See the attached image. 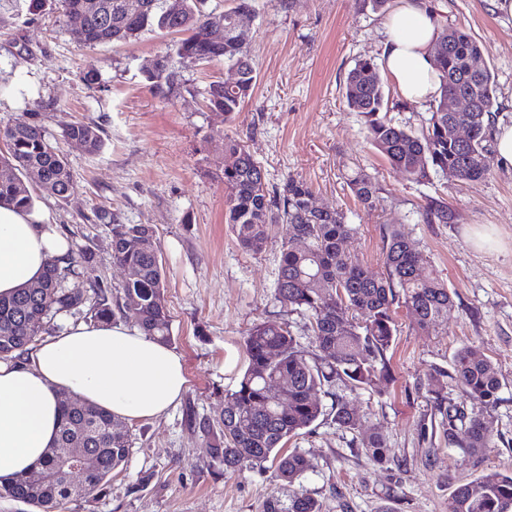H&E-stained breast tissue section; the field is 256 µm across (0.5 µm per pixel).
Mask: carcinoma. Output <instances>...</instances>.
Returning <instances> with one entry per match:
<instances>
[{
  "label": "carcinoma",
  "mask_w": 512,
  "mask_h": 512,
  "mask_svg": "<svg viewBox=\"0 0 512 512\" xmlns=\"http://www.w3.org/2000/svg\"><path fill=\"white\" fill-rule=\"evenodd\" d=\"M101 13L85 20L81 47L127 42L155 28L177 34V55L191 63L222 62L237 70L231 86L214 80L204 90L211 109L232 120L240 112L256 79L248 47L239 40L241 23L256 16L254 0H235L225 11L224 41L215 42L209 32L212 13L203 9L205 0H184L181 16L165 15L161 0H140L141 12L128 15L125 0H100ZM440 95L430 104V118L415 131L387 118L391 108H406L385 98V82L371 59H362L345 79L343 96L347 105L366 118L368 139L390 166L410 181L421 183L442 177L462 183L486 178L493 164L488 146L489 118L496 103V86L491 72L478 65L479 43L461 28H446L435 43ZM152 91L168 101L174 93L169 60L146 71ZM460 96L470 98L467 112L450 110ZM458 126L470 131L469 147L453 136ZM90 154L99 152L103 138L98 126L77 121L64 130ZM224 138V191L226 223L232 225L239 248L258 254L272 231L284 232L274 286L275 299L284 307L308 317L311 349H305L286 321L267 320L251 326L243 337L247 366L241 380L224 392L219 416L191 417L206 438L203 452L224 465V472L274 466L275 476L291 487L311 469L307 456L285 446L300 431L325 415L316 392L342 382L352 391L380 393L393 383L387 351L396 335V309L406 308L425 332L448 333V308L452 294L438 275L423 274L426 259L406 236L391 224L385 228L384 268L370 273L361 260L342 248L355 232L337 209H319L313 204L311 186L290 176L278 186H269L263 167L240 139ZM6 147L0 154V202L19 209L33 206V194L23 180L27 172L43 175L40 186L61 199L74 191L67 160L50 142L46 131L24 114L0 129ZM358 201L372 207L380 187L370 176L356 173L349 179ZM429 224H448L452 212L448 202L432 198L425 206ZM112 259L137 271V278L121 285L122 302H113L112 291L92 288L88 314L96 323L120 315L145 334L169 343L170 314L164 296L163 264L156 233L150 224H122L112 220ZM93 257L85 249H71L53 260L43 279L0 297V359L22 361L37 337L52 330L61 315L81 313L78 299L66 288ZM454 380L473 401L470 413L445 406L448 380ZM284 386L286 400H275L272 383ZM425 388L441 415L439 423L448 446L467 456L494 445V417L501 381L492 363L474 346H463L453 355L451 370L432 368ZM330 413L336 425L356 431L358 418L350 402L336 398ZM80 438L89 449L81 472L84 494L74 492L72 476H63L52 458L54 450L39 462L47 472L40 484H11L0 488V496L35 504L38 512H59L63 505L86 498L106 484L112 472L124 465L132 451L127 424L112 413L90 403L67 397L62 400L58 420L57 447L67 448ZM358 447L373 460L390 459V449L378 427L356 435ZM478 492L460 484L448 500V512H512V473H493L476 482ZM262 512H321L310 494L298 490L286 497L268 495Z\"/></svg>",
  "instance_id": "obj_1"
}]
</instances>
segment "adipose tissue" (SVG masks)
I'll use <instances>...</instances> for the list:
<instances>
[{"label":"adipose tissue","mask_w":512,"mask_h":512,"mask_svg":"<svg viewBox=\"0 0 512 512\" xmlns=\"http://www.w3.org/2000/svg\"><path fill=\"white\" fill-rule=\"evenodd\" d=\"M441 18L427 0H398L382 23L381 66L398 99L426 103L439 94L431 49ZM47 207L0 205V295L40 281L66 254ZM186 384L167 345L122 324L69 325L34 346L26 360H0V487L29 472L55 443L60 400L70 395L115 417L164 414Z\"/></svg>","instance_id":"adipose-tissue-1"}]
</instances>
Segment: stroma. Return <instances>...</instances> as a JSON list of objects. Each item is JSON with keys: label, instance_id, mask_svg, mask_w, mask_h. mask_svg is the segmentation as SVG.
I'll list each match as a JSON object with an SVG mask.
<instances>
[{"label": "stroma", "instance_id": "obj_1", "mask_svg": "<svg viewBox=\"0 0 512 512\" xmlns=\"http://www.w3.org/2000/svg\"><path fill=\"white\" fill-rule=\"evenodd\" d=\"M444 26L469 29L496 85L495 116L512 123V17L493 0H432ZM257 17L245 35L257 80L233 121L210 109L205 87L223 64H194L175 51L177 35L145 32L132 42L78 46L70 22L47 10L31 15L0 5V127L34 113L70 167L74 191L59 199L33 189L73 247L89 249L69 288L119 287L127 268L112 260L111 224H150L156 230L171 315V348L186 385L161 417L129 424L128 461L100 491L64 512H262L270 493L287 495L273 467L225 472L203 452L204 438L188 413L218 415L225 389L245 367L243 337L257 322L288 319L303 332L306 319L274 298L280 232L261 253H244L224 220L223 134L244 141L269 184L306 180L317 206L341 210L357 232L344 243L372 273L383 267V234L396 224L422 252L427 269L453 298L448 332L419 330L406 309L387 353L394 383L385 393L336 384L319 392L324 406L344 397L359 430L379 426L391 449L380 464L331 416L320 417L291 442L313 463L301 486L322 512H448L457 485L512 472V169L493 167L474 184L433 179L416 184L392 170L366 138L364 117L343 96L347 73L361 59H379L385 11L370 0H255ZM165 55L177 83L170 101L149 88L145 70ZM98 71L86 86L82 73ZM77 121L91 122L104 146L92 155L65 138ZM378 181L380 201L366 209L351 193L350 176ZM445 199L454 218L427 224L423 208ZM487 238L475 248V234ZM477 346L502 383L493 411L492 448L465 457L440 437L424 435L438 413L424 380L450 368L454 352Z\"/></svg>", "mask_w": 512, "mask_h": 512}]
</instances>
